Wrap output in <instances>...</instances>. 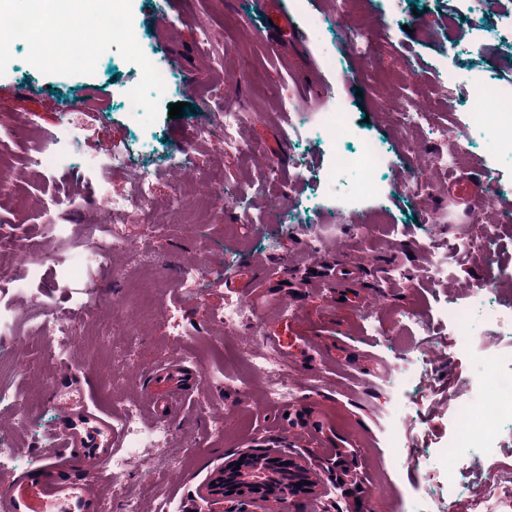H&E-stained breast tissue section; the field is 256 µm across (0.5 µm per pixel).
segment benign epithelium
<instances>
[{
  "instance_id": "1",
  "label": "benign epithelium",
  "mask_w": 512,
  "mask_h": 512,
  "mask_svg": "<svg viewBox=\"0 0 512 512\" xmlns=\"http://www.w3.org/2000/svg\"><path fill=\"white\" fill-rule=\"evenodd\" d=\"M218 477L224 494L210 512H285L294 497L322 496L321 474L303 455L268 444L224 457Z\"/></svg>"
}]
</instances>
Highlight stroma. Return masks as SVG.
I'll return each instance as SVG.
<instances>
[{"label": "stroma", "mask_w": 512, "mask_h": 512, "mask_svg": "<svg viewBox=\"0 0 512 512\" xmlns=\"http://www.w3.org/2000/svg\"><path fill=\"white\" fill-rule=\"evenodd\" d=\"M298 34L279 24H260L253 0H177L162 10L160 0H134L138 42L147 58L166 71L165 93L157 120L142 127L125 107L128 89L141 77L140 68L117 51L101 56L94 74L45 75L25 60L16 44L5 75L0 76V165L13 169L14 184L0 192V225L30 238L55 196L59 178L72 185L70 205L59 218L63 234L56 250L72 265L86 225L103 223L89 201L95 181L87 160L99 153L101 141L118 139L131 150L133 163L171 159L156 174V217L166 224L164 238L143 241L139 225L126 226L138 251L113 255L119 269L152 266L162 291L147 316L133 320L122 333L109 311L111 303L130 295L129 282L104 288V301L94 320L78 328L67 360H57L51 341L38 338L34 326L40 307L31 302L46 290L54 309L78 313V286H45L28 265L8 261L0 267V304L10 308L14 333L0 335V384L19 393L0 405V433L13 437L15 469L33 468L41 449L51 448L66 418L50 397L43 376L89 379L97 403L119 412L121 401L139 402L141 387L169 358L177 356L197 368L200 389L178 407L169 423V449L154 451L164 470L165 492L177 512H208L202 489L226 455L267 438L287 444L321 470L327 493L298 499L297 512H322L338 505L342 512H404L410 501L427 512H467L470 496L484 492L495 475L512 468V423L499 425L495 452H461L448 457L449 422L456 407L479 392L476 376L481 355H450L447 327L434 315L447 301L472 306L471 332L476 345L492 341L498 360L499 390L512 392V331L493 330L474 304L470 283L492 281L497 300L512 308V146L493 147L484 130L474 126L466 107L475 80L512 88V0L478 8L474 0H361L346 25L377 32L374 63L351 83L323 64V48L336 45L344 69L358 68L347 39L336 36V0H286ZM323 17L320 33L307 19ZM207 20V43L198 40V24ZM314 63L320 85L331 87L350 103L355 136L345 143L355 149L360 139L382 143L389 164L378 174L381 191L350 200L358 173L337 175L333 187L323 177L331 165L333 145L323 142L315 120L324 96L302 84L300 67ZM223 81V96L210 88ZM292 108L283 112L281 101ZM425 107L424 120L402 123L395 108ZM175 103L183 116L170 118ZM233 105L243 114L240 134L255 143L259 155L227 152L202 135L214 115ZM64 140L63 156L49 168L29 170L28 159L42 138ZM412 143L422 154L453 153L464 147L467 164L460 170L434 174L425 191L406 190L414 164L400 153ZM273 159L279 177L263 181L260 157ZM219 175L235 190L224 208L200 209L194 217L169 211L166 201L176 186L193 187ZM488 181L489 205L474 215L448 198L455 175ZM330 224L333 236L314 241L318 225ZM491 225L498 248L494 256L476 251L450 260V280L432 284L423 277L431 260L422 241L442 244L449 236L471 234L473 225ZM208 264L200 300L185 301L176 285L179 268L197 261ZM246 301L253 321L215 337V348H201V335L169 336L165 313L184 306L189 322L216 315L227 295ZM418 309L426 317L412 337L421 367L415 385L403 396L402 421L406 450L393 455L383 426L393 400L381 386L388 362L396 355L400 333L393 311ZM372 313L380 332L363 321ZM269 336L282 339L276 358L288 364L299 389L300 406L283 410L267 402L266 380L246 374L242 385L224 384L226 365L244 344L263 346ZM232 424L224 435L212 434L215 416ZM327 430L325 446L309 441L313 422ZM454 465L462 490L449 498L443 482L428 475Z\"/></svg>", "instance_id": "1"}]
</instances>
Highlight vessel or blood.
<instances>
[{
    "instance_id": "1",
    "label": "vessel or blood",
    "mask_w": 512,
    "mask_h": 512,
    "mask_svg": "<svg viewBox=\"0 0 512 512\" xmlns=\"http://www.w3.org/2000/svg\"><path fill=\"white\" fill-rule=\"evenodd\" d=\"M448 194L466 210L489 200L486 181L462 179L448 186ZM161 388L147 398L161 416L176 411L189 392L203 382L183 361L167 362L157 370ZM90 385L56 393L70 423L59 433L60 444L42 466L13 475L0 493V512H101L99 488L107 478L105 462L119 444L111 411L96 403Z\"/></svg>"
}]
</instances>
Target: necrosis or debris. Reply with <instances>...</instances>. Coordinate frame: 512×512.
Instances as JSON below:
<instances>
[{"label":"necrosis or debris","instance_id":"1","mask_svg":"<svg viewBox=\"0 0 512 512\" xmlns=\"http://www.w3.org/2000/svg\"><path fill=\"white\" fill-rule=\"evenodd\" d=\"M470 117L473 123L480 125L489 133L493 143L512 141V90H499L485 83H474L467 99ZM329 143L335 144L336 152L332 157V172L356 170L360 173L354 192L358 195L377 193L380 185L376 179L377 170L386 164L387 158L379 147L370 140L363 141L355 152L341 150L342 141L351 138L353 129L348 121V104L345 98L328 95L322 112L317 118ZM156 196L155 175L151 166L138 168L132 179V188L128 194L117 196L109 191L99 192L93 197L92 206L103 215L124 213L127 222L140 225L146 236H155L160 227L152 221ZM122 225H112L108 230H100L90 225L88 251L96 271L94 278L84 281L83 286L89 295L83 305L82 316H90L98 307L96 301L100 293L99 273H112L114 280H121V272L113 271L112 256L115 253L132 250ZM246 365L253 371L263 374L267 379L266 398L271 403H286L296 397V386L288 374V367L267 352H251L245 355ZM482 388L495 394L493 409H484L481 402L474 401L457 409L452 421L453 439L451 445L456 450H468L479 445L488 451L493 447V429L499 421L512 420V397L498 392V378L492 360L484 362ZM117 426L123 432L124 451L113 454L107 463L112 476H120L128 471L133 462H148V449L166 444L170 439V429L166 423L157 422L152 426H143L135 406H125Z\"/></svg>","mask_w":512,"mask_h":512}]
</instances>
